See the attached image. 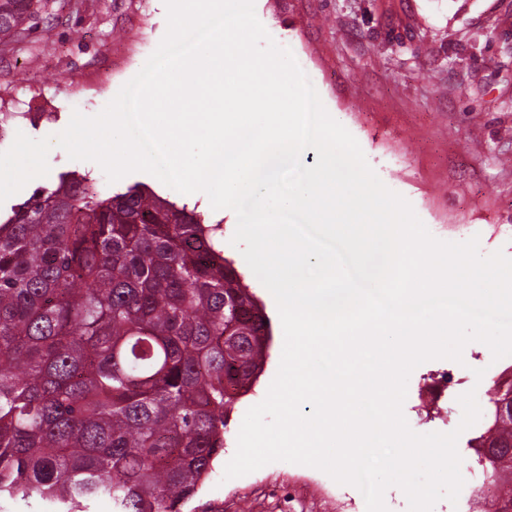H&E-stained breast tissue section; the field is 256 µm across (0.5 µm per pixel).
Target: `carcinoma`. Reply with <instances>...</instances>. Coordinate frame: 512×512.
I'll list each match as a JSON object with an SVG mask.
<instances>
[{
    "label": "carcinoma",
    "instance_id": "obj_1",
    "mask_svg": "<svg viewBox=\"0 0 512 512\" xmlns=\"http://www.w3.org/2000/svg\"><path fill=\"white\" fill-rule=\"evenodd\" d=\"M41 0H0V47ZM224 257L223 224L89 175L0 211V512H183L224 454L226 410L272 336ZM512 381L468 441L489 512H512Z\"/></svg>",
    "mask_w": 512,
    "mask_h": 512
}]
</instances>
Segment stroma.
Instances as JSON below:
<instances>
[{
	"label": "stroma",
	"mask_w": 512,
	"mask_h": 512,
	"mask_svg": "<svg viewBox=\"0 0 512 512\" xmlns=\"http://www.w3.org/2000/svg\"><path fill=\"white\" fill-rule=\"evenodd\" d=\"M271 37L304 59L314 88L333 119L358 141L381 181L405 197L436 238L478 237L482 254L512 257V0H254ZM167 31L164 0H50L25 38L0 50V112L9 113V149L19 130L53 136L73 111L93 116L143 67ZM48 176L30 181L15 201L55 181L63 171L89 174L105 194L134 182L188 205L202 193L173 192L145 172L109 183L100 166L48 153ZM247 281L272 322L269 356L251 389L228 418L223 455L184 512H366L361 492L305 465L273 462L225 479L247 410L261 402L274 379L283 335L277 306L255 275ZM471 371L464 386L486 406V381L474 372L501 371L490 349L463 350ZM458 362L433 359L411 373L403 414L418 433L458 427L462 409L422 422L420 387Z\"/></svg>",
	"instance_id": "stroma-1"
}]
</instances>
